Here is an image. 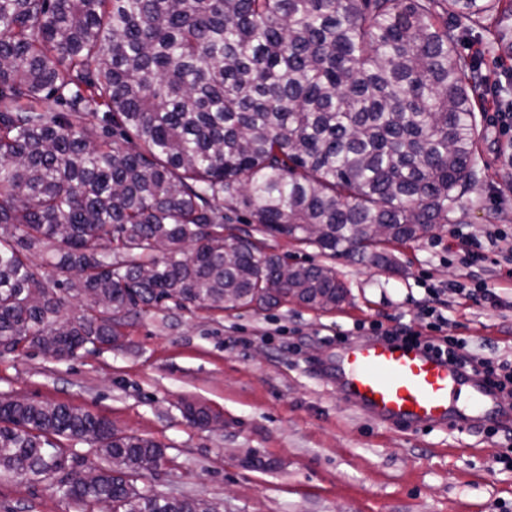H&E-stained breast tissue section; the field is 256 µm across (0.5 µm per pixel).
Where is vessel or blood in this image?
I'll use <instances>...</instances> for the list:
<instances>
[{
	"label": "vessel or blood",
	"mask_w": 512,
	"mask_h": 512,
	"mask_svg": "<svg viewBox=\"0 0 512 512\" xmlns=\"http://www.w3.org/2000/svg\"><path fill=\"white\" fill-rule=\"evenodd\" d=\"M336 373L342 396L369 417L418 432L492 422L498 390L483 374L404 341L349 347Z\"/></svg>",
	"instance_id": "1"
}]
</instances>
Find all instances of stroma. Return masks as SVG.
I'll list each match as a JSON object with an SVG mask.
<instances>
[{
	"instance_id": "35a3bbf8",
	"label": "stroma",
	"mask_w": 512,
	"mask_h": 512,
	"mask_svg": "<svg viewBox=\"0 0 512 512\" xmlns=\"http://www.w3.org/2000/svg\"><path fill=\"white\" fill-rule=\"evenodd\" d=\"M483 182L465 195V233L487 246L486 263L459 261L450 226L407 244H384L389 263L329 257L314 246L266 237L269 252L297 264L333 268L346 295L332 309L295 302L232 311L189 305L130 320L117 345L56 360L34 349L0 350V396L65 403L149 439L166 461L141 480L156 492L219 504L221 512H512V469L498 463L512 445V421L495 437L483 425L417 434L363 416L336 390L341 342L370 339V328L411 325L425 338L461 336L471 354L512 362V163L504 148L512 100L477 90ZM483 283L499 302L461 287ZM438 287L429 299L427 285ZM445 323L431 330L435 317ZM219 414L223 427L190 425L184 404ZM0 512H81L50 482L0 475Z\"/></svg>"
}]
</instances>
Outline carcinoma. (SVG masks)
<instances>
[{
  "instance_id": "cac0c4a2",
  "label": "carcinoma",
  "mask_w": 512,
  "mask_h": 512,
  "mask_svg": "<svg viewBox=\"0 0 512 512\" xmlns=\"http://www.w3.org/2000/svg\"><path fill=\"white\" fill-rule=\"evenodd\" d=\"M506 12L512 0H0V347L73 358L169 302L334 306L332 268L293 265L283 283L288 261L254 233L375 263L385 241L463 223L483 132L458 20L490 48ZM37 253L66 279L39 277ZM62 438L93 447L97 482ZM163 462L89 411L0 398V472L55 480L82 512H221L137 486Z\"/></svg>"
}]
</instances>
